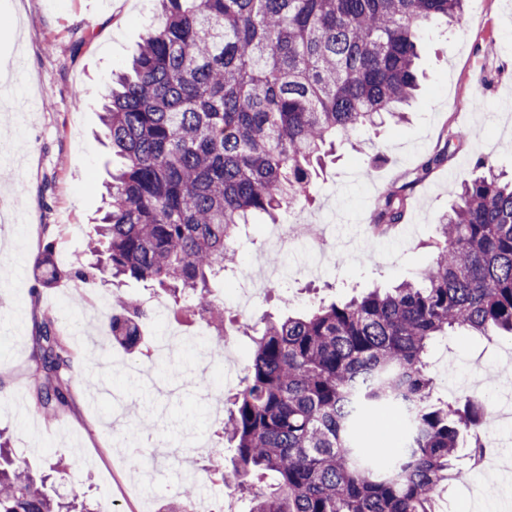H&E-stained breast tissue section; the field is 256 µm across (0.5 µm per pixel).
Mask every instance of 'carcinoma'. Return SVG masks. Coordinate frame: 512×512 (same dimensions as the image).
<instances>
[{"mask_svg": "<svg viewBox=\"0 0 512 512\" xmlns=\"http://www.w3.org/2000/svg\"><path fill=\"white\" fill-rule=\"evenodd\" d=\"M466 0H160L128 70L116 75L102 124L120 159L90 252L69 272L75 288L107 277L148 281L185 319L217 335L238 320L211 284L238 263L239 230L312 202L326 147L336 138L398 122L416 97L421 38L442 18L459 23ZM442 158L422 165L374 212L384 235L404 218L408 187ZM461 184L430 243L433 263L412 280L303 316L264 319L240 388L227 398L224 434L240 465L210 466L222 485L250 488L272 472L273 492L253 493L251 512H437V498L468 471L458 451L482 448L491 403L433 399L431 343L458 330L512 339V175L482 158ZM54 244L37 261L44 286L62 272ZM108 334L152 360L138 325L150 310L119 300ZM35 404L54 415L77 376L53 319L34 337ZM406 407L412 428L397 459L384 463L378 422ZM184 485L163 512H187ZM0 512H76L0 447Z\"/></svg>", "mask_w": 512, "mask_h": 512, "instance_id": "obj_1", "label": "carcinoma"}]
</instances>
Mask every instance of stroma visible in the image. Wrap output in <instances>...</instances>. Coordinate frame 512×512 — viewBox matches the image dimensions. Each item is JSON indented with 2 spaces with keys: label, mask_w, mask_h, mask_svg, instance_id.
<instances>
[{
  "label": "stroma",
  "mask_w": 512,
  "mask_h": 512,
  "mask_svg": "<svg viewBox=\"0 0 512 512\" xmlns=\"http://www.w3.org/2000/svg\"><path fill=\"white\" fill-rule=\"evenodd\" d=\"M0 0V74L14 94L36 95L40 111L16 127L0 111V199L17 198L18 209L0 208V432L20 461L37 473L56 458L69 460L62 496H79L96 512H160L165 497L184 483L164 448L183 449L196 469L213 457L235 466L234 450L211 414L205 393L218 385L217 371L199 372L196 389L168 395L152 378L131 374V358L103 341L113 293L148 296V283L127 280L96 287L104 302L90 305L71 281L38 282L37 260L47 241L44 225L59 227L55 260L64 270L87 258V240L103 206L112 150L102 143L101 112L115 73L128 66L158 14L157 0ZM422 90L406 120L379 131L354 133L338 143L315 181L312 203L280 213L282 224H315L325 250L307 240L283 254L278 290H260L253 322L290 311L303 313L320 301L341 300L373 287L413 278L431 264L428 241L460 183L475 172L477 158L512 171V0H469L456 29L434 20L422 42ZM463 139L446 146L445 128ZM446 152L439 169L416 184L402 228L389 238L370 234L379 199L412 181L428 158ZM242 264L260 274L273 254L274 226L240 231ZM55 319L77 354L80 373L68 406L46 420L33 406L30 369L33 338L44 317ZM512 365V339L458 335L431 347L436 397L453 400L449 377L481 382L490 401L512 403V387L495 378ZM131 404L126 427L146 432L140 453L155 464L142 497L131 496L124 441L112 429V398Z\"/></svg>",
  "instance_id": "1"
}]
</instances>
